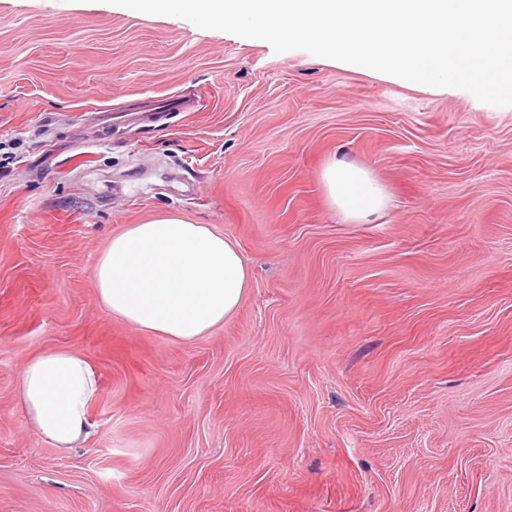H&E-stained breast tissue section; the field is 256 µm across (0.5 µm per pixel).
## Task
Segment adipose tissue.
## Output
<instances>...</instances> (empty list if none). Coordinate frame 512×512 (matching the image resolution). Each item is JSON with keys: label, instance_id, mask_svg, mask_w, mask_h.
I'll use <instances>...</instances> for the list:
<instances>
[{"label": "adipose tissue", "instance_id": "ef3b65f1", "mask_svg": "<svg viewBox=\"0 0 512 512\" xmlns=\"http://www.w3.org/2000/svg\"><path fill=\"white\" fill-rule=\"evenodd\" d=\"M332 206L346 219L379 212L385 194L368 171L331 158L322 172ZM93 281L101 305L143 332L194 341L232 316L250 285L237 245L211 225L177 215L130 224L98 256ZM95 367L81 354L46 350L24 364L15 402L26 426L57 448L90 438V407L99 393Z\"/></svg>", "mask_w": 512, "mask_h": 512}]
</instances>
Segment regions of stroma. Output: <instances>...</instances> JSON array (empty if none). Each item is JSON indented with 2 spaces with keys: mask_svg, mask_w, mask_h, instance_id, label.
Segmentation results:
<instances>
[{
  "mask_svg": "<svg viewBox=\"0 0 512 512\" xmlns=\"http://www.w3.org/2000/svg\"><path fill=\"white\" fill-rule=\"evenodd\" d=\"M368 170L344 220L321 180ZM178 214L251 272L187 343L100 305L127 224ZM96 368L61 450L24 362ZM0 512H512V105L108 0H0ZM322 180L330 203L346 219L364 220L385 205V194L369 172L344 159L332 157ZM95 367L81 354L46 350L22 367L15 402L26 426L55 448H79L90 438V407L99 393Z\"/></svg>",
  "mask_w": 512,
  "mask_h": 512,
  "instance_id": "35a3bbf8",
  "label": "stroma"
}]
</instances>
